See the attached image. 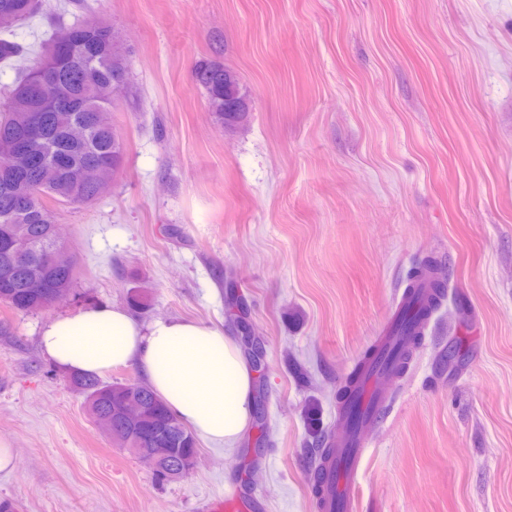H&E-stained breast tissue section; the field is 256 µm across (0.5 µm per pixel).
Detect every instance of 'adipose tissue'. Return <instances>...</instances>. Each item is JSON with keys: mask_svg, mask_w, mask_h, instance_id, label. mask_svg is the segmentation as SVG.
<instances>
[{"mask_svg": "<svg viewBox=\"0 0 512 512\" xmlns=\"http://www.w3.org/2000/svg\"><path fill=\"white\" fill-rule=\"evenodd\" d=\"M40 346L71 373L137 366L186 427L225 449L236 448L250 428L256 373L223 329L169 318L146 325L125 308L95 304L47 322Z\"/></svg>", "mask_w": 512, "mask_h": 512, "instance_id": "adipose-tissue-1", "label": "adipose tissue"}]
</instances>
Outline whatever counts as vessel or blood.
Instances as JSON below:
<instances>
[{
    "label": "vessel or blood",
    "mask_w": 512,
    "mask_h": 512,
    "mask_svg": "<svg viewBox=\"0 0 512 512\" xmlns=\"http://www.w3.org/2000/svg\"><path fill=\"white\" fill-rule=\"evenodd\" d=\"M385 395L375 373L371 372L346 402L344 414L348 425L338 436L340 445L326 471V512H354L353 501L365 456L364 431L379 421Z\"/></svg>",
    "instance_id": "vessel-or-blood-1"
}]
</instances>
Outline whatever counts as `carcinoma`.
<instances>
[{
    "instance_id": "cac0c4a2",
    "label": "carcinoma",
    "mask_w": 512,
    "mask_h": 512,
    "mask_svg": "<svg viewBox=\"0 0 512 512\" xmlns=\"http://www.w3.org/2000/svg\"><path fill=\"white\" fill-rule=\"evenodd\" d=\"M42 0H0V63L19 52L17 43L4 38L12 27L41 8ZM129 51L120 41L109 37L107 27L93 20L77 23L60 31L48 49L30 69L17 78L0 108V230L24 235L32 243L36 257L24 255L8 278L0 277V302L15 311L34 309L41 291L34 287L37 265L45 276L72 287L76 271L71 257L63 254L56 261L42 250L51 244L48 215L51 203L83 204L97 198L95 188L79 181L77 172L87 164L101 168L106 177L123 167L124 144L118 129L100 125L95 110L113 102L116 84L133 94L128 81ZM232 70L212 61H201L194 68L195 81L204 91L214 120L226 130L237 132L247 126L250 113L229 112L224 99V78ZM37 123L39 138L32 146L49 156L46 166L22 175L5 160L8 145L26 135L31 123ZM445 270L432 263L422 265L412 276L403 293L405 303L415 309L411 327H402L398 335L407 337L381 356L386 378L403 376L413 350L421 338L429 312L438 308L447 294ZM73 384L86 395L94 419H112V441L120 447L150 448L122 416V406L129 396L136 397L143 412L139 429L161 427L170 435L162 451L154 476L161 482L172 480L170 468L177 460L197 451L195 435L166 407L147 385L136 383L106 384L92 374H79ZM315 455L321 464L333 456L335 448L324 436L315 439Z\"/></svg>"
}]
</instances>
